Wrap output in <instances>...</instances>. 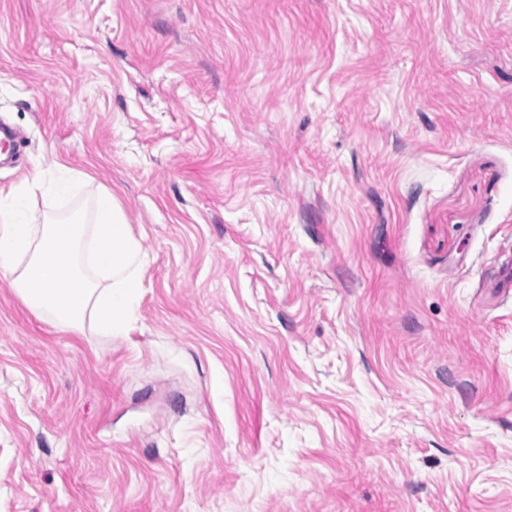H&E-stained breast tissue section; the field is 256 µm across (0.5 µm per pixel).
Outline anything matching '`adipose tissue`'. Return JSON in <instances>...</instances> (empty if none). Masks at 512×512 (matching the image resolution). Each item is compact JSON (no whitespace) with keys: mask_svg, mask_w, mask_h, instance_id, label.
Returning <instances> with one entry per match:
<instances>
[{"mask_svg":"<svg viewBox=\"0 0 512 512\" xmlns=\"http://www.w3.org/2000/svg\"><path fill=\"white\" fill-rule=\"evenodd\" d=\"M80 173L61 170L0 192V275L35 314L63 328L125 335L142 283L143 254L111 191H100L90 214L34 223L33 188L69 196Z\"/></svg>","mask_w":512,"mask_h":512,"instance_id":"adipose-tissue-1","label":"adipose tissue"}]
</instances>
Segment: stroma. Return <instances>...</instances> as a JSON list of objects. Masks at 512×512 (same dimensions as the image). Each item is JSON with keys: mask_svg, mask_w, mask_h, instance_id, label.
Returning <instances> with one entry per match:
<instances>
[{"mask_svg": "<svg viewBox=\"0 0 512 512\" xmlns=\"http://www.w3.org/2000/svg\"><path fill=\"white\" fill-rule=\"evenodd\" d=\"M0 120L144 254L0 279V512H512V0H0ZM81 180L63 169L0 191V274L32 312L56 326L124 336L142 293L143 254L112 192L95 196L89 217L34 224L28 208L34 187L66 197Z\"/></svg>", "mask_w": 512, "mask_h": 512, "instance_id": "1", "label": "stroma"}]
</instances>
